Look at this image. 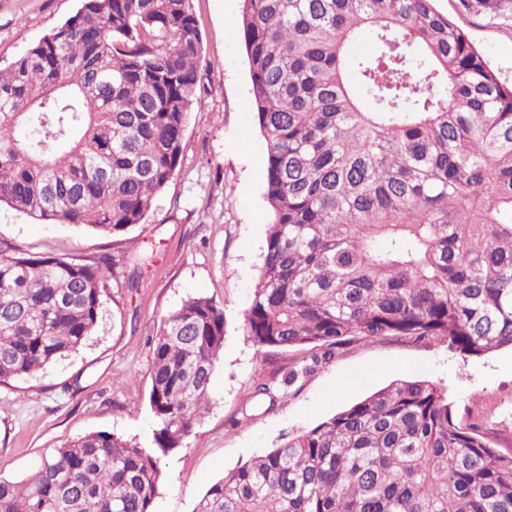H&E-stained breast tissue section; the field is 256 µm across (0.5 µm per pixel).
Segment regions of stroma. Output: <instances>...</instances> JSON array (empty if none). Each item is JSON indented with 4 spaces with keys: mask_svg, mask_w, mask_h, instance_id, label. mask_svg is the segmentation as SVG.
I'll return each mask as SVG.
<instances>
[{
    "mask_svg": "<svg viewBox=\"0 0 512 512\" xmlns=\"http://www.w3.org/2000/svg\"><path fill=\"white\" fill-rule=\"evenodd\" d=\"M80 0H0V66L37 43L79 8ZM206 88L191 113L180 164L145 223L119 237L73 224L37 221L0 205V237L31 253L82 261L117 260L103 325L77 354L31 378L0 385V477L26 478L42 455L67 440L106 431L147 444L152 344L163 319L189 296L223 302L224 350L207 409L187 445L160 461L151 512H193L197 499L227 471L276 447L339 408L397 379L446 389L462 422L488 417L501 453L512 452V351L468 356L434 343L367 342L352 346L297 384L246 427L233 421L252 385L287 353H265L241 325L262 263L269 209L266 152L249 108L250 74L241 30V0H195ZM512 83V11L478 13L463 0H437ZM153 244L137 269L122 252ZM136 288H127L129 275Z\"/></svg>",
    "mask_w": 512,
    "mask_h": 512,
    "instance_id": "obj_1",
    "label": "stroma"
}]
</instances>
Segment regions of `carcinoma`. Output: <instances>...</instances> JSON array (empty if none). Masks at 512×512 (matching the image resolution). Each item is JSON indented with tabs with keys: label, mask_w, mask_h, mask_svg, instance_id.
I'll return each mask as SVG.
<instances>
[{
	"label": "carcinoma",
	"mask_w": 512,
	"mask_h": 512,
	"mask_svg": "<svg viewBox=\"0 0 512 512\" xmlns=\"http://www.w3.org/2000/svg\"><path fill=\"white\" fill-rule=\"evenodd\" d=\"M436 0H242L271 222L243 332L305 351L234 425L362 342L512 347V86ZM370 36L375 55L349 47ZM193 0H83L0 69V204L114 237L142 224L201 105ZM111 258L0 238V384L76 353ZM224 305L190 296L154 338L150 445L106 431L0 478V512H150L161 458L207 408ZM193 512H512V454L428 380H396L224 475Z\"/></svg>",
	"instance_id": "obj_1"
}]
</instances>
